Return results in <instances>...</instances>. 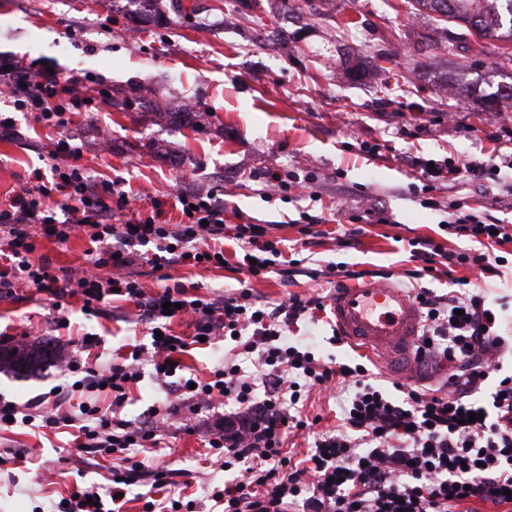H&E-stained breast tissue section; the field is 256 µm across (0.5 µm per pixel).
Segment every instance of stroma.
I'll use <instances>...</instances> for the list:
<instances>
[{"mask_svg": "<svg viewBox=\"0 0 512 512\" xmlns=\"http://www.w3.org/2000/svg\"><path fill=\"white\" fill-rule=\"evenodd\" d=\"M399 0H309L299 11L282 0H0V59L24 69H53L85 76L88 85L113 97L144 92L149 112L103 107L74 115L88 144L81 165L104 179H121L131 215L152 210L153 197L175 190H218L224 222L267 225L285 258L305 269L292 285L279 274L248 277L237 268L235 242L225 241L221 269L173 266L145 271L147 289L162 283L197 288L213 297L248 284L275 302L285 293L307 297L324 289L320 272L343 262L355 270L401 275L409 264V239L430 237L459 250L450 236L448 207L467 202L512 225V116L485 111L483 95L512 85V62L502 42L488 40L482 54L449 44L434 13L398 9ZM355 29L341 32L344 20ZM76 36H69V29ZM405 77L395 86L393 73ZM12 113L16 129L0 131V198L32 187L59 138L56 129L34 125L0 96V113ZM377 142L371 157L360 142ZM416 157L480 163L489 177L482 187L459 180L433 193L421 192ZM315 172L310 194L267 196L271 172L305 176ZM367 210L383 211L386 224L366 225L357 243L337 241L338 225ZM324 216L313 244L297 218ZM497 276L482 286L500 316L502 335L512 336V244H505ZM111 315L93 317L72 306L68 326L52 323L42 296L0 300V334L55 347L60 360L40 369L0 370V396L22 404L60 384L62 360L87 333L102 360L129 353L145 342L146 328L133 305L113 301ZM334 322L301 325L293 339L312 346L325 362L358 358V351L332 340ZM127 418L139 419L169 400L152 372L129 395ZM337 404L312 390L304 406L319 417L315 431H294L284 446L303 458L314 432L335 428ZM164 447L136 451L150 464L177 469V487L209 512L204 489L219 490L226 475L206 456L207 416L174 411ZM69 433L41 434L24 427L0 431V453L21 452L0 464V512H54L78 486L107 489L109 461L82 462Z\"/></svg>", "mask_w": 512, "mask_h": 512, "instance_id": "35a3bbf8", "label": "stroma"}]
</instances>
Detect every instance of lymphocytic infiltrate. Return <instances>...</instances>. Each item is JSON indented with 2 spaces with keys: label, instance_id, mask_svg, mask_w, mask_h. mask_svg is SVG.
I'll use <instances>...</instances> for the list:
<instances>
[{
  "label": "lymphocytic infiltrate",
  "instance_id": "1",
  "mask_svg": "<svg viewBox=\"0 0 512 512\" xmlns=\"http://www.w3.org/2000/svg\"><path fill=\"white\" fill-rule=\"evenodd\" d=\"M80 84L76 76L38 70L23 75L0 67V87L16 93V108L60 131L50 157L51 182L12 193L0 206V300H18L23 291L46 296L60 327L71 300L98 317L118 298L135 307L154 337L104 366L87 360L93 342L82 338L65 362L66 382L50 395L22 405L0 398V427H69L86 459L115 457L106 492L76 488L61 512H118L122 493L145 475L156 490L171 486L173 469L150 467L131 453L160 446L168 414L155 409L133 421L121 410L142 378L143 364L152 365L162 382L181 370V356L191 345L227 338L251 358L254 373L229 358L208 379L176 386L190 411L202 405L215 410L208 427L212 461L235 473L211 495L224 512H462L464 503L477 499L512 506V375L497 374L498 355L508 342L479 285L445 297L425 288L414 294L423 321L415 351L449 373L436 388L404 387L400 399L373 383L364 365H331L291 342L294 327L325 312L322 297L289 292L272 303L243 288L210 298L180 284L146 291L138 273L144 265L223 268L227 235L239 244L251 276L280 266L283 254L268 239L266 225L226 227L213 191L177 192L179 220L173 224L162 220L161 199L153 215L128 218L130 199L121 181L79 164L81 135L71 131V115L93 103ZM414 165L431 186L486 176L483 166L468 161L432 164L418 157ZM76 231L89 242L82 271L55 267L48 255L37 254L38 238L63 245ZM448 233L478 243V250H448L430 237L409 240L415 265L405 277L418 280L439 267L449 277L460 267L490 274L496 247L512 244V226L461 203L448 212ZM168 302L174 305L169 312ZM178 317L190 322L191 337L174 332ZM317 386L342 391L339 423L315 434L304 459L295 462L284 451V437L310 428L299 404ZM103 394L111 398L105 407L99 404ZM461 413L477 419L458 423Z\"/></svg>",
  "mask_w": 512,
  "mask_h": 512
}]
</instances>
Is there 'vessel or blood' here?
Listing matches in <instances>:
<instances>
[{"mask_svg":"<svg viewBox=\"0 0 512 512\" xmlns=\"http://www.w3.org/2000/svg\"><path fill=\"white\" fill-rule=\"evenodd\" d=\"M339 335L378 355L402 377L426 375L424 361L412 353L421 327L418 305L391 282H370L336 289L329 298Z\"/></svg>","mask_w":512,"mask_h":512,"instance_id":"b4317fda","label":"vessel or blood"}]
</instances>
